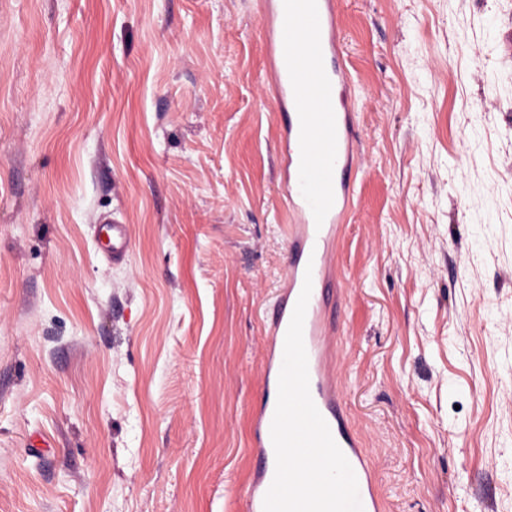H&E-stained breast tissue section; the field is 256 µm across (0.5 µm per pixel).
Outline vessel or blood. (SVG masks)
I'll list each match as a JSON object with an SVG mask.
<instances>
[{"label": "vessel or blood", "instance_id": "vessel-or-blood-1", "mask_svg": "<svg viewBox=\"0 0 512 512\" xmlns=\"http://www.w3.org/2000/svg\"><path fill=\"white\" fill-rule=\"evenodd\" d=\"M271 49V72L280 111L279 138L287 145L280 158L289 227L284 286L271 315L261 401L251 424L257 465L245 512H263L276 465L271 439L278 378L287 329L303 288L311 282L303 340L310 395L350 463L363 512H381L375 473L358 434L351 427L335 374V243L353 198L357 160L356 121L346 103L348 75L339 39L338 0H265L261 18ZM320 108H313V101ZM113 260L128 257L125 225L111 222L103 232Z\"/></svg>", "mask_w": 512, "mask_h": 512}]
</instances>
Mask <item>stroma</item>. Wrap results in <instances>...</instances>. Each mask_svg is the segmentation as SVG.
<instances>
[{"instance_id":"obj_1","label":"stroma","mask_w":512,"mask_h":512,"mask_svg":"<svg viewBox=\"0 0 512 512\" xmlns=\"http://www.w3.org/2000/svg\"><path fill=\"white\" fill-rule=\"evenodd\" d=\"M262 10L0 0V512H242L288 261ZM338 19L348 419L383 512H512V0ZM104 228V248L112 255V261H124L128 258V239L125 224H118L117 220L108 222Z\"/></svg>"}]
</instances>
